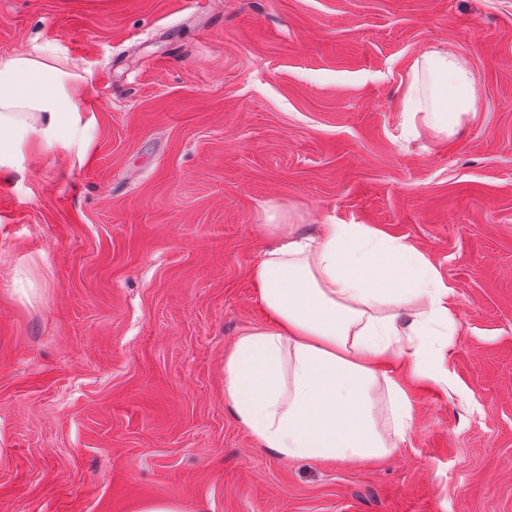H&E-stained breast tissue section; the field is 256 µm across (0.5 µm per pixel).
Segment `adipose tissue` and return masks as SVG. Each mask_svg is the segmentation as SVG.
I'll return each mask as SVG.
<instances>
[{"label": "adipose tissue", "mask_w": 512, "mask_h": 512, "mask_svg": "<svg viewBox=\"0 0 512 512\" xmlns=\"http://www.w3.org/2000/svg\"><path fill=\"white\" fill-rule=\"evenodd\" d=\"M54 48L0 58V167L52 148L84 160L93 126L83 76ZM398 110L413 137H452L483 110L467 60L449 48L416 55ZM275 238L250 269L272 323L246 330L224 356V398L275 456L360 462L389 455L411 426L406 367L449 388L435 343L452 336L453 287L407 241L365 224H266Z\"/></svg>", "instance_id": "adipose-tissue-1"}]
</instances>
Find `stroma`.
Segmentation results:
<instances>
[{
	"label": "stroma",
	"instance_id": "obj_1",
	"mask_svg": "<svg viewBox=\"0 0 512 512\" xmlns=\"http://www.w3.org/2000/svg\"><path fill=\"white\" fill-rule=\"evenodd\" d=\"M46 44L95 125L0 171V512H512V0H0V57ZM431 46L485 110L408 140ZM269 222L369 225L453 287L454 389L410 385L388 457L282 460L225 403Z\"/></svg>",
	"mask_w": 512,
	"mask_h": 512
}]
</instances>
